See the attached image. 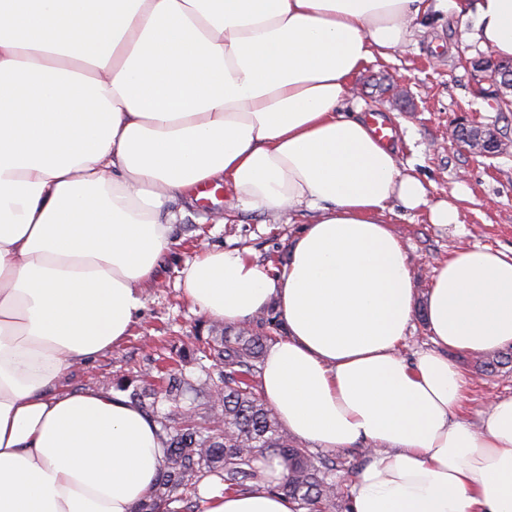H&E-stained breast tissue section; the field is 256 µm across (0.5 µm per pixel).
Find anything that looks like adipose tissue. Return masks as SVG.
Instances as JSON below:
<instances>
[{
    "label": "adipose tissue",
    "instance_id": "obj_1",
    "mask_svg": "<svg viewBox=\"0 0 512 512\" xmlns=\"http://www.w3.org/2000/svg\"><path fill=\"white\" fill-rule=\"evenodd\" d=\"M427 0H0V512H132L165 438L121 391L60 392L111 351L173 244L168 202L228 185L244 209L311 211L279 272L239 250L181 270L187 300L236 327L276 306L287 331L260 386L315 448L371 452L351 512H512V396L461 418L455 352L512 345V256L439 264L431 349L413 317L391 202L457 223L344 113L352 80L411 35ZM512 57V0H437ZM202 512H294L269 491L207 493Z\"/></svg>",
    "mask_w": 512,
    "mask_h": 512
}]
</instances>
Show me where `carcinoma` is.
I'll use <instances>...</instances> for the list:
<instances>
[{
  "label": "carcinoma",
  "instance_id": "carcinoma-1",
  "mask_svg": "<svg viewBox=\"0 0 512 512\" xmlns=\"http://www.w3.org/2000/svg\"><path fill=\"white\" fill-rule=\"evenodd\" d=\"M280 326L270 309L251 328L212 329L197 352L218 374L219 397L213 395L212 378L194 383L177 371L167 374L164 396L174 409L165 414L157 410L155 389L130 392L129 399L154 419L166 438L158 479L134 512H196L191 496L209 476L218 477L226 491L262 488L283 493L299 512H350L336 481L340 457H316L301 446L259 391L266 341ZM187 398L192 406L181 407ZM218 405L221 413H209ZM274 462L284 471L277 484L267 473Z\"/></svg>",
  "mask_w": 512,
  "mask_h": 512
}]
</instances>
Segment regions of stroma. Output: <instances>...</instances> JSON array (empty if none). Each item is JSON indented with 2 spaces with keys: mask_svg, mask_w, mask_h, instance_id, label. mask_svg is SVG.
I'll use <instances>...</instances> for the list:
<instances>
[{
  "mask_svg": "<svg viewBox=\"0 0 512 512\" xmlns=\"http://www.w3.org/2000/svg\"><path fill=\"white\" fill-rule=\"evenodd\" d=\"M486 48L464 39L454 14L436 13L425 29L392 58L377 59L356 77L353 95L364 117L382 115L393 127L392 148L403 169H414L432 199H451L460 221L445 227L431 224L426 211L395 210L388 222L404 242L407 263L416 283L415 314L400 351L405 357L430 348L424 294L434 269L452 251L475 243L512 251V148L491 157L469 154L454 145L450 133L456 118L493 127L512 144V112L496 106V85L474 72L472 60ZM218 202L193 199L174 224V245L161 269L160 287L151 289L132 327L118 347L96 360L70 367L61 383L67 393L89 388L112 389L124 382L142 386L158 359L175 362L197 379L202 371L187 360L199 338L207 337L211 318L199 313L177 286L185 261L200 250L239 249L249 260L281 268L291 238L310 213L273 216L236 207L230 189H217ZM469 386L466 410L474 412L497 397L512 395V363L483 372V355L460 354Z\"/></svg>",
  "mask_w": 512,
  "mask_h": 512,
  "instance_id": "35a3bbf8",
  "label": "stroma"
}]
</instances>
